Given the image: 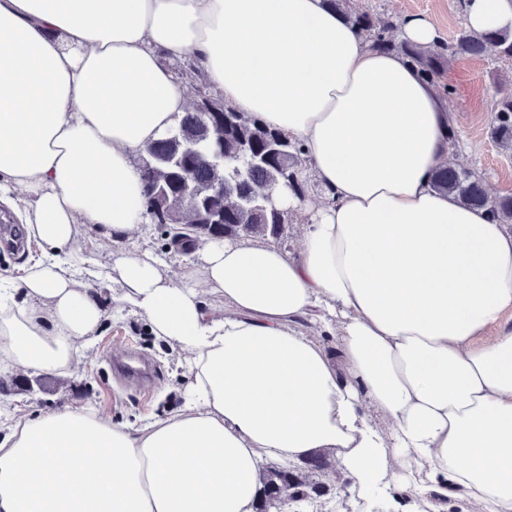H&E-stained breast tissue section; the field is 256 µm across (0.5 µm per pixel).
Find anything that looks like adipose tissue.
<instances>
[{
    "label": "adipose tissue",
    "mask_w": 512,
    "mask_h": 512,
    "mask_svg": "<svg viewBox=\"0 0 512 512\" xmlns=\"http://www.w3.org/2000/svg\"><path fill=\"white\" fill-rule=\"evenodd\" d=\"M462 7L473 32L512 29V0ZM188 54L301 143L319 194L278 191L295 248L210 241L172 276L136 244L135 156L189 107L161 61ZM450 117L325 0H0V203L44 253L0 289V365L62 375L94 342L105 311L60 259L94 227L190 397L142 428L20 411L0 512H254L261 459L322 448L357 512H512V225L433 188Z\"/></svg>",
    "instance_id": "obj_1"
}]
</instances>
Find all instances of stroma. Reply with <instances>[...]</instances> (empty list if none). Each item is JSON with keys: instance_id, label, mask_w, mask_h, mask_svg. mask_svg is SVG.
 Returning <instances> with one entry per match:
<instances>
[{"instance_id": "obj_1", "label": "stroma", "mask_w": 512, "mask_h": 512, "mask_svg": "<svg viewBox=\"0 0 512 512\" xmlns=\"http://www.w3.org/2000/svg\"><path fill=\"white\" fill-rule=\"evenodd\" d=\"M352 8L384 17L409 13L428 17L443 40H452L466 24L457 0H352ZM512 80V61L491 58H453L445 81L454 92L448 102L453 109L458 143L452 152L456 163L482 176L491 193L512 194V154L502 153L489 136L491 108L497 86ZM142 352L158 369L151 384H132L105 370L113 349ZM42 387L28 394L0 393V420L16 409L47 410L67 405H92L113 422L141 426L153 417L177 410L183 404L185 383L169 349L150 332L146 320L121 313L106 317L96 344L66 375L41 373Z\"/></svg>"}]
</instances>
